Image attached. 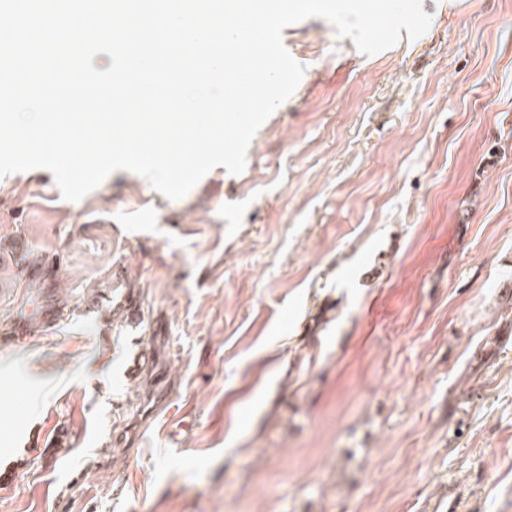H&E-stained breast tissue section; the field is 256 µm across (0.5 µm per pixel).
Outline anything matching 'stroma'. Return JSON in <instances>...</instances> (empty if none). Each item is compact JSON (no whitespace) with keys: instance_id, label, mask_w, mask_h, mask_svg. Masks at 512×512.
Here are the masks:
<instances>
[{"instance_id":"1","label":"stroma","mask_w":512,"mask_h":512,"mask_svg":"<svg viewBox=\"0 0 512 512\" xmlns=\"http://www.w3.org/2000/svg\"><path fill=\"white\" fill-rule=\"evenodd\" d=\"M422 7L284 28L299 86L182 199L0 178V512H512V0Z\"/></svg>"}]
</instances>
